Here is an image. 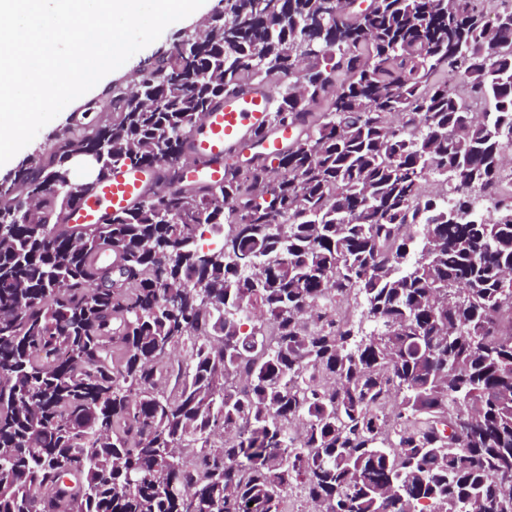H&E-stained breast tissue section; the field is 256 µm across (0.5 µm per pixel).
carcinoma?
Wrapping results in <instances>:
<instances>
[{
    "instance_id": "1",
    "label": "carcinoma",
    "mask_w": 512,
    "mask_h": 512,
    "mask_svg": "<svg viewBox=\"0 0 512 512\" xmlns=\"http://www.w3.org/2000/svg\"><path fill=\"white\" fill-rule=\"evenodd\" d=\"M221 2L109 126L0 189V512H284L297 488L321 512H512V51L491 58L512 5ZM257 84L270 126L298 127L276 162L66 227L70 155L97 150L105 179L178 164L199 116Z\"/></svg>"
}]
</instances>
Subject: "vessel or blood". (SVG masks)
Masks as SVG:
<instances>
[{"mask_svg": "<svg viewBox=\"0 0 512 512\" xmlns=\"http://www.w3.org/2000/svg\"><path fill=\"white\" fill-rule=\"evenodd\" d=\"M272 90L253 86L225 97L201 125L186 137L184 161L178 173L162 164L113 167L103 184L86 189L82 174H75L73 187L80 201L71 209L69 226L87 227L104 223L112 212L127 209L159 191L213 187L224 181V160L245 152L254 131L266 129L265 154L279 153L293 138L289 128L269 129Z\"/></svg>", "mask_w": 512, "mask_h": 512, "instance_id": "obj_1", "label": "vessel or blood"}]
</instances>
